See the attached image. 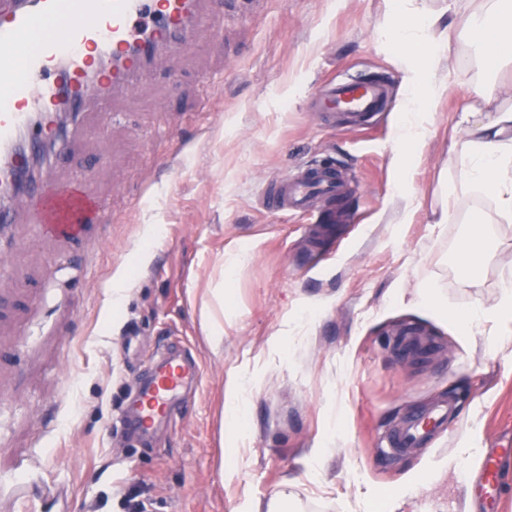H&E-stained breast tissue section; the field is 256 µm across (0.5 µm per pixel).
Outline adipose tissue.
<instances>
[{
    "label": "adipose tissue",
    "mask_w": 512,
    "mask_h": 512,
    "mask_svg": "<svg viewBox=\"0 0 512 512\" xmlns=\"http://www.w3.org/2000/svg\"><path fill=\"white\" fill-rule=\"evenodd\" d=\"M468 37L481 50V64L490 72L512 68V0H480L465 20ZM482 105L465 106L458 124L467 136L454 143L453 151L466 166L473 186L490 192L501 215L512 218V106H493L491 94H483ZM492 323L498 337L494 351L512 359V289H504L492 305L475 308L458 317L462 342H469L476 326Z\"/></svg>",
    "instance_id": "1"
}]
</instances>
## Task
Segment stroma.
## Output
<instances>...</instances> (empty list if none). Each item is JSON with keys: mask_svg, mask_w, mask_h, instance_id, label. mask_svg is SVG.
<instances>
[{"mask_svg": "<svg viewBox=\"0 0 512 512\" xmlns=\"http://www.w3.org/2000/svg\"><path fill=\"white\" fill-rule=\"evenodd\" d=\"M394 4L224 0L222 37L164 58L88 113L69 149H46L42 166L83 180L107 213L79 241L41 234L21 208L0 229V473L39 458V476L68 487V512H239L284 485L294 512H464L469 465L445 463L465 431L486 451L512 438V361L487 350L488 326L458 343L450 314L493 304L512 281V222L469 186L450 145L475 88L512 104V70L491 74L476 47L429 31L447 90L420 156L398 171L403 103L430 85L406 83ZM350 76L387 82L383 112L350 127L310 109ZM317 161L349 184L341 204L319 203L334 220L318 245L306 215L265 202L273 182ZM475 211L495 258L469 279L457 251ZM146 224L161 234L145 262ZM423 285L448 315L415 304ZM205 303L224 316L218 354ZM165 357L201 374L141 439L131 401ZM232 372L245 399L236 436L224 421ZM439 397L456 401L459 430L378 459L387 433Z\"/></svg>", "mask_w": 512, "mask_h": 512, "instance_id": "obj_1", "label": "stroma"}]
</instances>
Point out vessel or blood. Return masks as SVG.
<instances>
[{"label": "vessel or blood", "mask_w": 512, "mask_h": 512, "mask_svg": "<svg viewBox=\"0 0 512 512\" xmlns=\"http://www.w3.org/2000/svg\"><path fill=\"white\" fill-rule=\"evenodd\" d=\"M223 0H0V224L14 221L16 199L41 139L61 137L90 104L108 108L115 93L131 90L167 53L187 50L194 34L219 35ZM383 83L348 80L316 100L323 112L353 123L371 118L387 101ZM333 169L318 166L279 181L271 197L283 211H303L311 198H335ZM31 223L42 233L81 237L98 223L102 203L82 184L54 181L42 172L29 194ZM200 375L186 362L160 366L138 390L133 414L140 433L168 419L178 394ZM448 407L438 403L404 421L386 438L389 450L412 448L446 427ZM512 445L485 458L474 484L485 512H500L502 464ZM13 512H52L65 489L35 476L30 463L0 477Z\"/></svg>", "instance_id": "vessel-or-blood-1"}]
</instances>
